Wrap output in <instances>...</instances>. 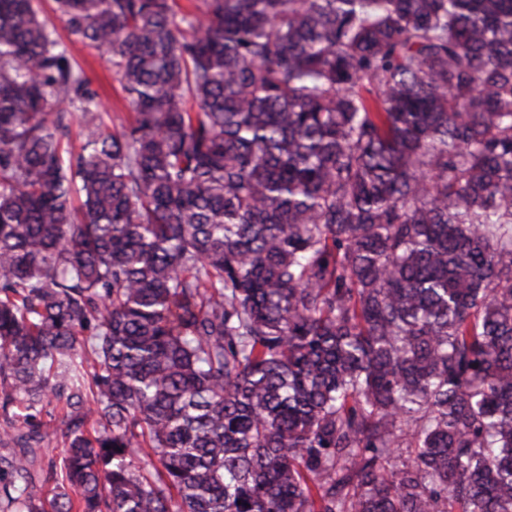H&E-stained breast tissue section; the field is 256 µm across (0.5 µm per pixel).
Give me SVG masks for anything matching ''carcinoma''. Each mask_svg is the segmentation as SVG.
<instances>
[{"label": "carcinoma", "mask_w": 512, "mask_h": 512, "mask_svg": "<svg viewBox=\"0 0 512 512\" xmlns=\"http://www.w3.org/2000/svg\"><path fill=\"white\" fill-rule=\"evenodd\" d=\"M55 4L131 113L0 0V503L512 512V0Z\"/></svg>", "instance_id": "obj_1"}]
</instances>
